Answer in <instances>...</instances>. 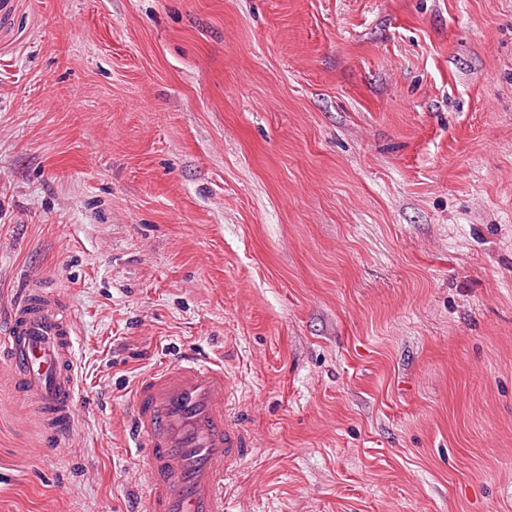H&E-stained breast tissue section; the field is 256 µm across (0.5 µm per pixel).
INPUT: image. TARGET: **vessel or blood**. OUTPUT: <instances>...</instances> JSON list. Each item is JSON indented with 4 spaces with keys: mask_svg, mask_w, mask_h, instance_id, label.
I'll return each instance as SVG.
<instances>
[{
    "mask_svg": "<svg viewBox=\"0 0 512 512\" xmlns=\"http://www.w3.org/2000/svg\"><path fill=\"white\" fill-rule=\"evenodd\" d=\"M76 334L68 302L42 286L24 289L0 328V363L53 446L74 421ZM234 392L221 363L192 356L137 382L127 424L144 458L146 512H224V476L251 445L226 410Z\"/></svg>",
    "mask_w": 512,
    "mask_h": 512,
    "instance_id": "1",
    "label": "vessel or blood"
}]
</instances>
